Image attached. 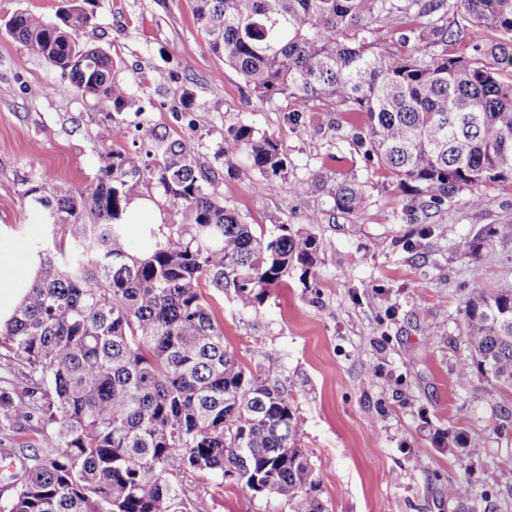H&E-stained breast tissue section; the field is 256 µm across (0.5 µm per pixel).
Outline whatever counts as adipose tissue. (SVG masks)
I'll use <instances>...</instances> for the list:
<instances>
[{
    "instance_id": "1",
    "label": "adipose tissue",
    "mask_w": 512,
    "mask_h": 512,
    "mask_svg": "<svg viewBox=\"0 0 512 512\" xmlns=\"http://www.w3.org/2000/svg\"><path fill=\"white\" fill-rule=\"evenodd\" d=\"M35 269L22 243L0 246V326L11 320L26 297Z\"/></svg>"
}]
</instances>
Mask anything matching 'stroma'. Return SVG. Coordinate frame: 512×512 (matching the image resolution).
Here are the masks:
<instances>
[{
  "label": "stroma",
  "mask_w": 512,
  "mask_h": 512,
  "mask_svg": "<svg viewBox=\"0 0 512 512\" xmlns=\"http://www.w3.org/2000/svg\"><path fill=\"white\" fill-rule=\"evenodd\" d=\"M94 20L78 40L109 53L132 105L106 111L66 94L69 77L0 31V242L48 243V226L24 192L51 194L96 182L102 126L115 150L139 153L129 198L150 199L160 231L185 223L159 182L161 155L141 141L136 123L157 139L193 143L212 190L255 232L287 224L316 237L315 264L291 269L260 304L244 309L205 289L226 343L256 369L274 353L271 375L290 396L300 444L320 474L328 512H512V389L479 372L457 379L467 360L465 306L470 282L512 289V241L486 230L512 224V184L462 190L454 203L410 222L409 198L385 171L366 165L339 127L342 112H315L278 95H250L241 76L208 51L194 0H86ZM303 113L295 129L288 112ZM273 135L288 155L279 189L258 192L218 152L237 122ZM354 178L368 186L363 212L339 215L313 178ZM484 203L476 206L472 195ZM318 223H309L310 214ZM478 238V258L456 250ZM468 483L466 500L449 487ZM182 490L198 512H289L286 504L209 475L186 473Z\"/></svg>",
  "instance_id": "35a3bbf8"
}]
</instances>
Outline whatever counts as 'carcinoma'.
<instances>
[{
  "mask_svg": "<svg viewBox=\"0 0 512 512\" xmlns=\"http://www.w3.org/2000/svg\"><path fill=\"white\" fill-rule=\"evenodd\" d=\"M195 2L207 49L251 95L353 116L346 138L422 211L463 188L512 183V0ZM57 18L19 12L3 26L68 73V92L116 112L129 106L112 57L78 41L93 15L70 0ZM377 23L391 25L405 53L378 46ZM463 24L482 35L470 56L456 50ZM115 136L99 132L92 187L25 191L52 239L34 247L36 276L0 327V356L26 369L24 387L0 389V427L35 419L39 429L35 446L0 448V460L19 465L0 512H198L179 487L188 471L248 487L257 477L291 512H326L288 393L269 379L275 357L245 370L202 292L253 307L288 271L313 264L318 241L287 224L255 235L210 191L215 173L194 144L163 140L160 184L187 222L132 255L121 217L142 161L112 151ZM239 153L238 176L279 189L288 156L273 136L231 125L220 155L228 165ZM318 187L344 216L365 208L361 182ZM465 316L473 363L511 388L512 290L489 292L474 278Z\"/></svg>",
  "mask_w": 512,
  "mask_h": 512,
  "instance_id": "obj_1",
  "label": "carcinoma"
}]
</instances>
